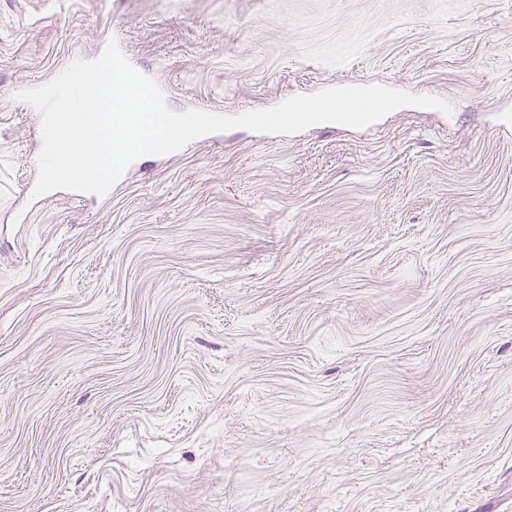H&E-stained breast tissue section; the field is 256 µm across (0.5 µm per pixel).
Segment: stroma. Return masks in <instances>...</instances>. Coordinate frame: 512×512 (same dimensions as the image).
Segmentation results:
<instances>
[{"instance_id": "obj_1", "label": "stroma", "mask_w": 512, "mask_h": 512, "mask_svg": "<svg viewBox=\"0 0 512 512\" xmlns=\"http://www.w3.org/2000/svg\"><path fill=\"white\" fill-rule=\"evenodd\" d=\"M112 35L179 112L374 84L452 112L32 199L16 94ZM506 113L512 0H0V512H512Z\"/></svg>"}]
</instances>
